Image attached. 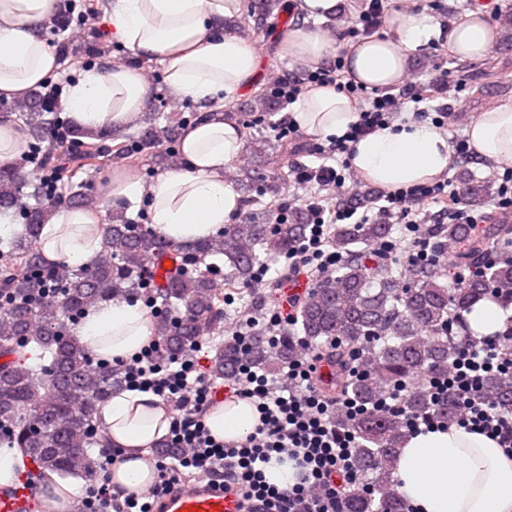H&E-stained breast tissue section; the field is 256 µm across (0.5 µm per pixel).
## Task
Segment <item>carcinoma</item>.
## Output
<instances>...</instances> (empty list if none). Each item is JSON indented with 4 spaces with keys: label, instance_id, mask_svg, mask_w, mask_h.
I'll use <instances>...</instances> for the list:
<instances>
[{
    "label": "carcinoma",
    "instance_id": "cac0c4a2",
    "mask_svg": "<svg viewBox=\"0 0 512 512\" xmlns=\"http://www.w3.org/2000/svg\"><path fill=\"white\" fill-rule=\"evenodd\" d=\"M251 21L234 22L242 32L284 28L291 19L284 0H248ZM30 138L14 167H0V211L15 210L22 231L0 240V441L24 453L34 469L26 478L42 481L81 479L96 473L91 459L108 454L100 421L103 407L127 388L119 366L98 359L78 339L74 327L87 309L111 301L141 300L149 308L158 358L163 364L188 359L197 347L220 335L223 288L253 280L258 268L292 252L310 232L299 208L277 221L269 212L250 213L209 238L171 244L156 238L120 209L102 233V248L75 268L48 263L39 247L44 224L61 204L41 184L24 194L22 168L31 157L55 173L64 161H98L117 152L144 157L164 168L182 164L179 128L185 116L150 113L149 123L133 134L105 129L87 132L69 125L57 107L38 98L13 106ZM226 178L240 187L244 202L260 203L276 194L283 174L253 173L241 165ZM107 201L95 184L70 185L72 209L96 210ZM506 224H442L436 229L438 253H455L474 273L457 285L441 265L422 264L401 282L366 263V249L392 237L391 224H338L331 242L342 255L336 272L284 302L294 308L292 328L277 345L254 333L218 342L209 372L233 382L240 367L275 373L298 360L303 348L320 351L329 366L314 380L329 400L350 398L367 408L402 386L411 414L452 420L456 399L448 393L431 399L429 380L448 376L456 355L454 327L490 290L512 302V261H483V250ZM484 393L512 412V376L492 375ZM336 426L359 442L354 464L359 485L344 491V512H406L393 477L398 449L408 438L401 414L348 417L336 410Z\"/></svg>",
    "mask_w": 512,
    "mask_h": 512
}]
</instances>
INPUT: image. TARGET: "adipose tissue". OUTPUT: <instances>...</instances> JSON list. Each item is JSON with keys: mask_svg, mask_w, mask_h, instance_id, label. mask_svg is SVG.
Returning a JSON list of instances; mask_svg holds the SVG:
<instances>
[{"mask_svg": "<svg viewBox=\"0 0 512 512\" xmlns=\"http://www.w3.org/2000/svg\"><path fill=\"white\" fill-rule=\"evenodd\" d=\"M58 6L59 0H0L1 96L22 97L54 70L57 59L40 30ZM240 8V0H113L110 6L120 42L138 56L162 59L172 95L197 103L203 113L182 131L186 166L148 183L122 176L109 192L120 201L148 199L152 228L166 241L214 236L242 204L224 170L241 154L243 142L236 125L222 115L225 98L248 86L258 67L255 44L224 28L225 18ZM434 31L427 16L401 14L395 38H370L351 48L352 79L369 88L399 86L409 50ZM446 40L455 56L479 60L492 51L497 34L482 12L473 11L449 29ZM283 50L308 66L326 60L330 45L319 32L295 27L284 35ZM148 91L136 66L94 65L70 84L66 110L87 129L122 128L138 117ZM290 117L309 136L326 140L344 135L357 114L346 95L325 87L307 93ZM468 135L477 155L512 161V104L481 113ZM349 159L365 183L393 191L442 175L450 146L447 134L430 126L392 123L353 144ZM101 240L95 212L67 209L45 224L39 246L49 260L79 265L95 255ZM76 334L95 355L114 361L139 353L152 330L141 305L123 301L91 308ZM101 420L110 443L121 451L112 464V486L125 494L141 492L154 480L148 454L168 433V409L152 393L127 390L112 397ZM204 422L216 439L238 442L254 431L259 414L248 401L232 398L210 407ZM393 476L419 512H512V461L494 439L462 427L409 436Z\"/></svg>", "mask_w": 512, "mask_h": 512, "instance_id": "adipose-tissue-1", "label": "adipose tissue"}]
</instances>
